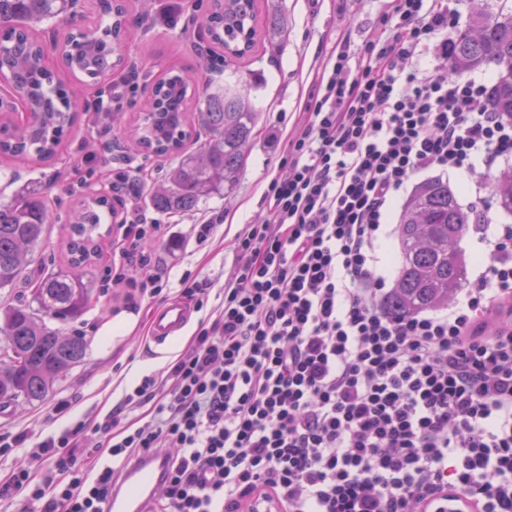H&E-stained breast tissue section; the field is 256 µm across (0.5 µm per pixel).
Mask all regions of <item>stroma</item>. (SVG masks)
I'll use <instances>...</instances> for the list:
<instances>
[{
  "label": "stroma",
  "instance_id": "1",
  "mask_svg": "<svg viewBox=\"0 0 512 512\" xmlns=\"http://www.w3.org/2000/svg\"><path fill=\"white\" fill-rule=\"evenodd\" d=\"M169 3L151 0L146 5L142 0H124L131 24L121 45L122 60L110 78L111 83L124 84L121 100L100 93L101 79L63 75L68 94L78 106V119L56 156L48 162L32 155L0 157V201H9L19 188L34 187L44 193L59 216L57 223L45 227L43 241L26 270L29 278L69 271L65 218L88 190H107L122 215L130 203L113 184L128 162L139 164L145 195L178 165V155L159 156L130 139L129 131L143 110L148 88L171 72L199 85L223 81V51L211 43L201 23L210 0H181L180 18L174 26L160 19ZM390 6V0H257L258 15L276 8L284 30L259 39L241 62L242 67L260 75L255 95L261 115L259 131L247 150L235 187L204 201L191 214L147 210L148 218L165 227L163 236L150 244L168 268L167 285L157 298L141 296L139 289L122 283L106 286L109 271L121 261L123 241L114 231L100 239L97 255L83 269L93 283L91 300L75 324L63 326L64 331L75 328L84 334V359L55 383L43 401L0 403V433L23 432L34 444L78 421L103 418L144 376L161 375L173 363L196 335L235 266L237 234L262 213L270 180L288 171L284 163L288 135L305 108L317 72L341 38H349L355 47L374 38L377 20ZM99 99L120 113V121L91 122L87 108ZM430 177L447 181L463 208L483 203L494 223L512 225V214L500 208L493 190H486L482 201H475L465 172L420 174L413 178V186ZM217 214L223 215V224L216 226L208 243H197L195 225ZM186 277L209 282L206 300L184 297L182 280ZM175 300L186 301L192 310L191 320L166 343L155 344L149 335L150 315ZM63 400L70 401V408L56 413Z\"/></svg>",
  "mask_w": 512,
  "mask_h": 512
}]
</instances>
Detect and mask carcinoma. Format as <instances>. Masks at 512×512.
<instances>
[{"label":"carcinoma","instance_id":"1","mask_svg":"<svg viewBox=\"0 0 512 512\" xmlns=\"http://www.w3.org/2000/svg\"><path fill=\"white\" fill-rule=\"evenodd\" d=\"M67 0H0V51L29 105L41 113L36 126L0 129V153L12 156L35 152L52 158L62 138L77 118L74 105L61 82L42 69L44 47L34 37L17 40L16 25L37 24L63 12ZM241 0H211L203 17L212 42L225 48L224 86L218 90L205 84L195 96L196 112L187 115L189 80L182 76L153 84L161 106L152 120L132 131L136 144L155 146L154 153H182L178 167L166 183L149 194V204L160 213L196 210L200 203L231 190L244 160V150L256 134L260 111L252 90L253 74L235 67L244 55L241 40L252 44L256 34L255 0L250 10ZM129 20L125 12L104 36L81 44L74 59L77 70L90 77L99 74L107 48L106 37L123 35ZM452 71L461 74L494 63L500 76L488 94L492 111L512 117V12L496 15L478 13L471 28L457 33L448 43ZM193 122L205 132L200 151H185ZM500 207L512 213V174L494 184ZM106 203L80 200L70 221V265L81 267L97 253L93 232L101 224ZM51 223L49 208L38 192L24 190L9 202L0 203V289L14 287L29 264L28 253L37 247L44 226ZM473 223L472 210L458 203L448 183L435 179L418 187L407 202L399 241L402 264L385 307L395 315L415 314L448 303L464 287L468 264L460 241ZM92 293L91 282L81 274H50L33 284L30 300H19L0 308V334L6 341L11 363L0 367V401L44 400L54 383L66 376L86 354L84 337L64 336L52 322L80 317Z\"/></svg>","mask_w":512,"mask_h":512}]
</instances>
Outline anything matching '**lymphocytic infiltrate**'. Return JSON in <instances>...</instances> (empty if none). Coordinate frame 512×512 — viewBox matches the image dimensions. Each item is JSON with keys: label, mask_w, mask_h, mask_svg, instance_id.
Segmentation results:
<instances>
[{"label": "lymphocytic infiltrate", "mask_w": 512, "mask_h": 512, "mask_svg": "<svg viewBox=\"0 0 512 512\" xmlns=\"http://www.w3.org/2000/svg\"><path fill=\"white\" fill-rule=\"evenodd\" d=\"M449 0H393L376 37L341 42L288 137V174L235 242L217 306L161 376L121 407L30 450L0 500L41 512H107L137 455L168 451L149 512H431L454 493L512 512V225L479 210L486 270L462 300L395 317L378 255L386 212L413 177L466 170L472 192L512 158V117L485 82L450 68ZM118 229L122 267H146L163 234L140 207ZM149 407L142 425L124 409ZM98 438L86 447L88 434Z\"/></svg>", "instance_id": "lymphocytic-infiltrate-1"}]
</instances>
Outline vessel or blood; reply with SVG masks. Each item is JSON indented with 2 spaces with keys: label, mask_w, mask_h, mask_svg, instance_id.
Masks as SVG:
<instances>
[{
  "label": "vessel or blood",
  "mask_w": 512,
  "mask_h": 512,
  "mask_svg": "<svg viewBox=\"0 0 512 512\" xmlns=\"http://www.w3.org/2000/svg\"><path fill=\"white\" fill-rule=\"evenodd\" d=\"M190 309L181 303L157 308L152 316V338L165 342L188 322ZM166 474L165 456L152 451L144 453L125 470L122 483L113 488L108 501V512H146L154 501Z\"/></svg>",
  "instance_id": "b4317fda"
}]
</instances>
